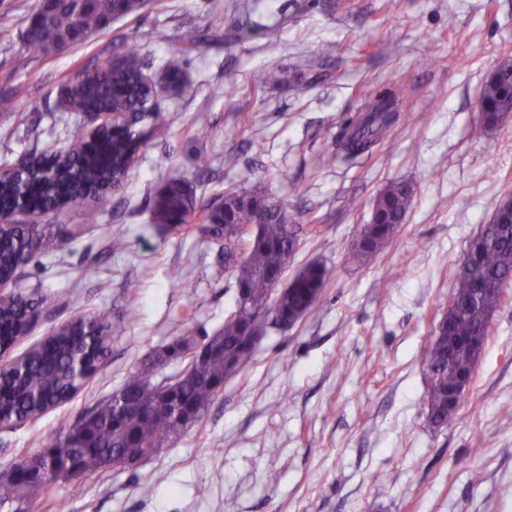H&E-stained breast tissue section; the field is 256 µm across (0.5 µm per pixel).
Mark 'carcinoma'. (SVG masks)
I'll list each match as a JSON object with an SVG mask.
<instances>
[{"mask_svg": "<svg viewBox=\"0 0 512 512\" xmlns=\"http://www.w3.org/2000/svg\"><path fill=\"white\" fill-rule=\"evenodd\" d=\"M145 0H43L22 35L26 51L45 56L86 42L107 28L112 20L139 13ZM190 43L171 55L164 65V79L179 85L185 78L186 54L196 50ZM74 110L91 112L110 108L131 112L140 121L153 115L149 108L150 87L143 83L134 50L116 56L108 64L85 73L69 85ZM480 108L486 128L496 126L512 113V63L499 65L486 81ZM400 99L376 95L363 103L358 119L336 135V148L354 159L368 152L399 118ZM143 134L124 128L117 135L106 134L98 141L77 140L71 147L51 157H33L30 171L20 181L0 182V205L9 206L20 192L32 204L55 209L78 195L102 197L110 181L127 175L126 159ZM244 187L224 192L221 203L210 208L198 204L191 185L169 181L156 195L151 211L154 223L171 231L183 230L178 221L189 222L202 213V223L217 224L211 239L224 242V264L217 275H233L237 287L245 289L234 310L224 319V327L212 340L222 346L221 354L204 360H189L168 380L175 382L183 402L196 412L195 419L180 423L167 403L145 390L163 357L143 363L130 373L125 384L107 398L84 410L57 440L49 444L78 459L80 475L96 474L112 465V460L145 443L163 445L200 420L220 393L219 384L239 373L253 357L249 331L257 320H299L322 297L327 269L316 263L300 268L281 294L277 305L266 302L273 283L270 275L285 272L298 246L294 225L283 207L275 202L264 182L253 180V171L240 173ZM414 190L405 182L388 184L377 196L367 224L360 226L354 241V256L363 265L376 261L381 251L397 235L412 205ZM258 225L252 232V225ZM471 257L461 260L451 296L455 308L434 326L421 359L428 388V423L445 428L454 413L448 411V394L456 390L458 379L469 374L479 358L476 346H484L493 312L501 295L480 294L490 284L512 280V215L503 213L497 202L492 220L476 234ZM56 248V239L47 228L13 226L0 235V279L11 278L17 267L38 253ZM32 302L26 296L12 295L0 303V346L8 347L27 327V311ZM108 315L87 321L78 318L62 327L45 345L25 354L13 365L0 369V424L17 416L33 418L49 405L68 400L80 386L73 370L75 354L81 353L90 371H95L107 352ZM126 408L122 421L115 410ZM33 488L18 481L0 490V501L28 500Z\"/></svg>", "mask_w": 512, "mask_h": 512, "instance_id": "1", "label": "carcinoma"}]
</instances>
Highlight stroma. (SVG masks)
I'll use <instances>...</instances> for the list:
<instances>
[{"instance_id":"stroma-1","label":"stroma","mask_w":512,"mask_h":512,"mask_svg":"<svg viewBox=\"0 0 512 512\" xmlns=\"http://www.w3.org/2000/svg\"><path fill=\"white\" fill-rule=\"evenodd\" d=\"M36 0H0V167L63 151L92 124L59 92L126 45L143 72L199 44L183 92L160 90L156 121L112 206L81 200L42 217L57 251L20 270L37 302L29 332L0 366L72 319L108 311L109 351L66 402L0 427V474L39 455L137 363L179 340L216 335L235 306L234 276L213 277L219 243L154 224L168 180L215 204L244 167L283 203L300 241L286 277L328 270L321 300L285 331L272 330L202 418L133 467L60 480L0 512H512V285L459 411L427 421L420 359L448 305L469 241L512 195V117L485 129L489 74L512 61V0H150L85 43L23 58L21 33ZM245 20L239 32L235 20ZM267 26L279 36L268 42ZM169 39L158 43L155 30ZM283 80L262 84L268 68ZM399 94L400 118L369 154L322 157L365 97ZM415 194L396 238L368 266L352 256L359 227L390 182ZM122 236L123 251H112ZM180 273L182 287L171 285Z\"/></svg>"}]
</instances>
